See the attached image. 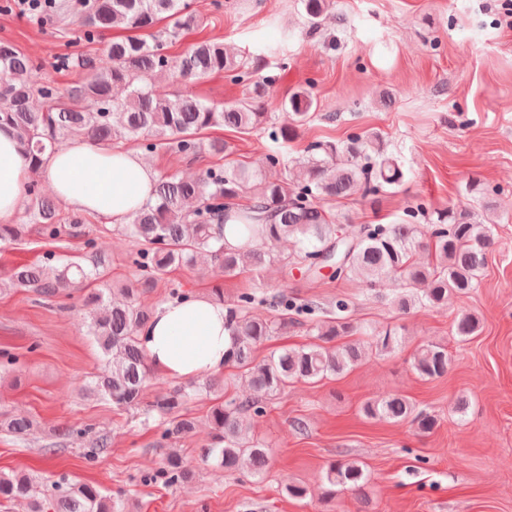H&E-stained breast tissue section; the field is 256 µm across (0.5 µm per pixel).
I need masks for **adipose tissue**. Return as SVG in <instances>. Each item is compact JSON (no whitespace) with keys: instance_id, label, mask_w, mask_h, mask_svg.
<instances>
[{"instance_id":"obj_1","label":"adipose tissue","mask_w":512,"mask_h":512,"mask_svg":"<svg viewBox=\"0 0 512 512\" xmlns=\"http://www.w3.org/2000/svg\"><path fill=\"white\" fill-rule=\"evenodd\" d=\"M56 198L77 212L105 215L128 223L152 195L157 172L133 149L76 141L60 147L42 166ZM31 172L14 131L0 128V223L16 219ZM222 303L206 296L160 305L139 334L150 365L163 376L188 380L224 369L231 338L224 329Z\"/></svg>"}]
</instances>
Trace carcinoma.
<instances>
[{"mask_svg":"<svg viewBox=\"0 0 512 512\" xmlns=\"http://www.w3.org/2000/svg\"><path fill=\"white\" fill-rule=\"evenodd\" d=\"M301 4L311 33L322 30L326 16L335 8V0H301ZM164 19L170 20L168 35L172 37L199 23L185 0H92L80 28L84 39L93 41L111 28L145 29ZM289 38L284 33L276 43H261L247 57L229 53L224 43L213 39L196 44L178 58L164 53L160 39L151 45L133 37L114 40L106 48L110 65L86 61L89 77L64 96L40 89V95L51 101L41 111L31 106L33 62L11 42L0 41V125L14 130L19 150L32 169L40 168L45 154L65 139L110 144L146 138L145 148L150 152L165 146L185 156L197 155L201 151L197 135L215 126L241 134L266 130L271 141L261 168L229 159L224 167L211 168L197 179L169 176L157 181L153 198L137 209L129 223L117 225L136 245L128 263L138 276L119 288L125 301H108L112 259L102 244L83 263L65 262L48 253L38 264L15 266L0 277L1 293L30 288L45 298L68 296L81 285L96 283L83 300L92 307L88 331L101 348L103 364L89 383L87 395L109 399L122 409L142 402L151 369L138 332L151 321L153 312L139 297L166 282L173 270L194 268L201 256L226 276L246 268L258 272L278 261L285 267H302L310 275L321 267L334 266L336 278L361 275L371 286L385 278L399 279L402 291L391 304L403 313L417 305L446 309L477 287L494 244V225L475 212L477 206L484 211L493 206L478 181L469 184L468 201L437 212L436 218L424 224L420 219L425 210L419 204L407 211L401 224H357L349 231L321 201L357 192L375 196L402 185L407 172L400 156L389 149L390 139L378 131H365L350 136L344 144L316 141L293 166L285 163L280 145L298 136L319 110V101L309 87L293 90L282 104L285 119L270 129L271 115L264 111V104L273 80H255L253 75L267 67L269 59L284 54ZM166 69L186 80L224 73L236 83L247 84L248 93L220 110L191 95L171 97L150 82L153 73ZM26 217L27 224H0V241L19 242L32 228L49 240L86 235L81 220L61 223L56 203L32 187ZM220 217L234 221L230 229L245 240L243 247L224 246L223 234L214 231V221ZM281 240L292 243V253L284 258L269 249ZM259 305L273 308L278 315L256 314ZM346 308L347 303L338 300L335 317L308 325L311 342L273 351L259 360L258 348L298 324L297 317L310 307L296 297H266L256 292L243 293L227 305L224 329L231 345L225 351V366L248 380L254 396L232 395L226 379L204 375L200 388L213 397L206 461L229 474H261L269 464L268 452L248 439L245 429L248 418L264 413V399L284 392L290 384H315L342 375L362 360L367 348L380 355L400 349L403 341L394 328L362 330L341 315ZM452 329L456 339L465 342L479 333L480 321L462 312L454 317ZM356 334L367 340L352 339ZM454 362L447 346L432 342L419 345L412 356L415 373L425 380L446 375ZM194 391L193 386L174 387L151 404L164 419L161 439L165 443H177L194 431L195 422L186 414ZM362 412L369 419L408 423L423 433L433 430L437 422L435 416L396 393L366 401ZM4 427L25 437L34 423L18 415L5 421ZM87 434L85 428H61L49 450ZM188 476L181 450L171 448L162 467L142 479L174 485ZM325 481L322 500L328 504L344 490L365 496L368 475L362 463L337 459L329 463ZM0 498L27 501L31 512L46 508L50 512H123L119 500L86 483L60 482L55 493L44 499L30 475H1Z\"/></svg>","mask_w":512,"mask_h":512,"instance_id":"cac0c4a2","label":"carcinoma"}]
</instances>
